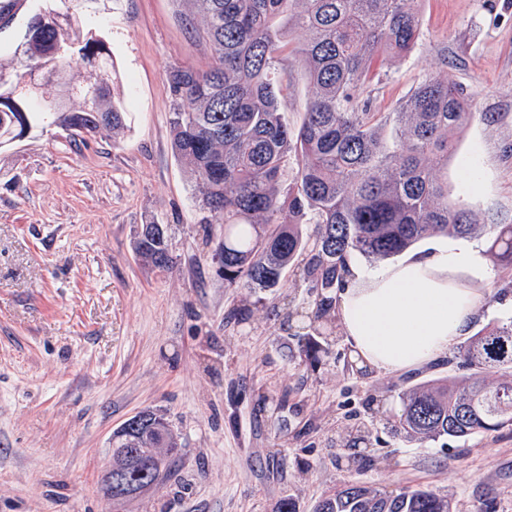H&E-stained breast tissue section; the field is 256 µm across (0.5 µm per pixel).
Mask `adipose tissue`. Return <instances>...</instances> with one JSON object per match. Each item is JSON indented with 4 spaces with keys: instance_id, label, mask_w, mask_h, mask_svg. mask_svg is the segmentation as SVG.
I'll return each mask as SVG.
<instances>
[{
    "instance_id": "obj_1",
    "label": "adipose tissue",
    "mask_w": 512,
    "mask_h": 512,
    "mask_svg": "<svg viewBox=\"0 0 512 512\" xmlns=\"http://www.w3.org/2000/svg\"><path fill=\"white\" fill-rule=\"evenodd\" d=\"M484 266L482 247L464 243L384 268H351L336 317L353 360L365 370L395 373L447 354L485 298Z\"/></svg>"
}]
</instances>
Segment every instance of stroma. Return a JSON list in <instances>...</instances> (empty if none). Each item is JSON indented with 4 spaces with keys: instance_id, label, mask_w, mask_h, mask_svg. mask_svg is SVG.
<instances>
[{
    "instance_id": "35a3bbf8",
    "label": "stroma",
    "mask_w": 512,
    "mask_h": 512,
    "mask_svg": "<svg viewBox=\"0 0 512 512\" xmlns=\"http://www.w3.org/2000/svg\"><path fill=\"white\" fill-rule=\"evenodd\" d=\"M71 12L102 34L128 115L123 136L49 127L0 149V512H313L330 489L427 487L454 512H512V427L410 441L386 420L402 390L451 374L356 369L340 332L316 365L299 354L311 310L304 262L276 292L228 288L212 259L198 177L176 158L168 74L208 69L211 48L180 0H28L0 31L12 53L31 15ZM421 39L374 61L359 91L391 112L428 76L448 79L473 118L448 161V197L512 224V0H423ZM279 106L299 127L311 89L294 55ZM168 227L173 263L144 266L140 225ZM489 297L474 330L512 320V271L485 257ZM143 411L181 442L178 472L113 510L99 480L112 434Z\"/></svg>"
}]
</instances>
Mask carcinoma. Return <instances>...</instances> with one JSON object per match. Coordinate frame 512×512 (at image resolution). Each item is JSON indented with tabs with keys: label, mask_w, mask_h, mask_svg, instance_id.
<instances>
[{
	"label": "carcinoma",
	"mask_w": 512,
	"mask_h": 512,
	"mask_svg": "<svg viewBox=\"0 0 512 512\" xmlns=\"http://www.w3.org/2000/svg\"><path fill=\"white\" fill-rule=\"evenodd\" d=\"M202 19L214 63L200 72L169 73L176 106L172 149L199 178L208 224L221 226L213 253L227 288L268 291L295 259L311 253L314 296L301 353L315 362L329 353L336 289L353 253L399 256L427 238L483 237L503 268H512V224H483L462 198L448 201V156L470 117V104L440 77L420 84L395 112H369L356 92L373 58L412 53L421 36V0H184ZM306 38L294 50L311 85L303 122L288 127L275 83L291 30ZM0 56V136L22 137L40 125L78 135L126 128L112 96L115 69L107 41L84 32L69 14L48 11L44 26ZM64 45L85 60L86 74L45 97L33 70L56 66ZM297 170L288 177L290 158ZM316 224L314 240L302 219ZM140 261L172 264L166 229L143 224L135 239ZM463 376L401 393L391 430L406 439H465L512 425V320L487 326L459 348ZM501 381L486 386L484 376ZM181 443L168 420L146 411L112 433V470L101 489L119 503L171 473ZM314 512H453L427 488L385 493L348 484L325 493Z\"/></svg>",
	"instance_id": "obj_1"
}]
</instances>
